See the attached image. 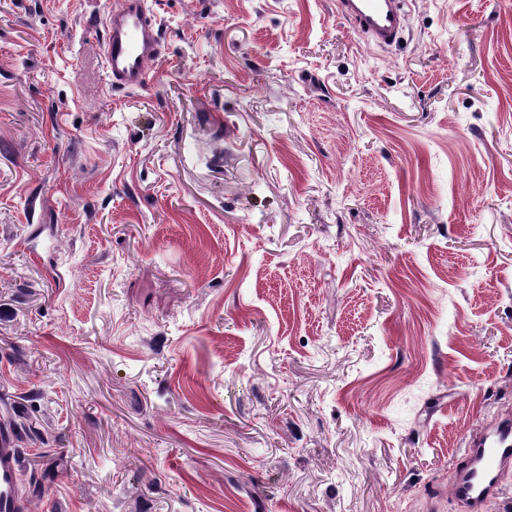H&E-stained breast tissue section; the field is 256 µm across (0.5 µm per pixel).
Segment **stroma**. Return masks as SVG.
<instances>
[{
    "mask_svg": "<svg viewBox=\"0 0 512 512\" xmlns=\"http://www.w3.org/2000/svg\"><path fill=\"white\" fill-rule=\"evenodd\" d=\"M0 0V423L31 512H461L512 414V0ZM104 28V71L111 90L142 88L148 67L161 54V23L144 0H119ZM403 0H337V14L349 22L367 44L388 47L397 44L406 29ZM448 492L463 511L487 512L502 496L512 470V417L497 418L470 434Z\"/></svg>",
    "mask_w": 512,
    "mask_h": 512,
    "instance_id": "1",
    "label": "stroma"
}]
</instances>
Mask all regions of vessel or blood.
I'll return each instance as SVG.
<instances>
[{
    "label": "vessel or blood",
    "instance_id": "vessel-or-blood-1",
    "mask_svg": "<svg viewBox=\"0 0 512 512\" xmlns=\"http://www.w3.org/2000/svg\"><path fill=\"white\" fill-rule=\"evenodd\" d=\"M337 14L366 43L397 44L406 29L404 0H336ZM104 71L109 89L134 90L162 51L161 23L145 0H118L103 22ZM20 450L11 428L0 425V512H29L20 487ZM512 474V417L497 418L470 434L448 492L463 512H488Z\"/></svg>",
    "mask_w": 512,
    "mask_h": 512
}]
</instances>
